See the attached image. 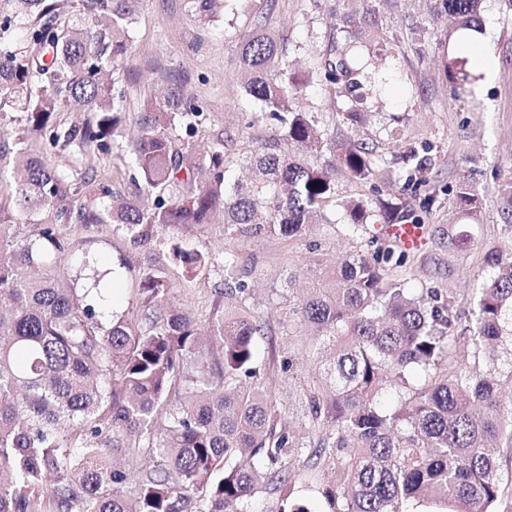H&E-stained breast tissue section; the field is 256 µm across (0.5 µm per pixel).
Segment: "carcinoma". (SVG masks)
<instances>
[{
    "mask_svg": "<svg viewBox=\"0 0 512 512\" xmlns=\"http://www.w3.org/2000/svg\"><path fill=\"white\" fill-rule=\"evenodd\" d=\"M434 18L452 33L478 32L483 0H433ZM136 0H0V112H22L13 139L11 180L0 192V223L23 219L34 234L0 229V512H257L268 481L283 492L280 512H312L288 494L285 458L324 463L335 473L323 492L329 512H512L502 496L493 449L512 448V251L490 249L469 317L435 289L415 293L410 272L387 273L405 255H347L318 277L295 306L317 329L312 359L326 395L302 394L285 409L259 385L255 340L268 334L245 309L249 286L240 256L224 252V289L240 310L195 318L170 305L167 272L145 273L142 301L129 319L94 320L92 289L83 296L47 261L63 253L61 227L113 224L138 239L146 227L202 229L222 218L224 238L301 237L343 210L346 227L393 224L404 209L384 200L342 198L328 171L364 181L383 161L365 142L338 140L300 105L311 84L341 89L351 105L344 123L365 125L362 72L347 51L327 48L299 73L276 38L258 26L243 36V88L278 134L245 156L246 182L226 184L224 139L199 152L176 145L171 130L204 120L178 85L125 112L100 74L133 52ZM371 11L336 25L365 33ZM73 101L91 113L79 125L56 120ZM129 181L154 197L144 209L79 172L92 144L106 149L120 128ZM69 152L49 167L43 150ZM97 184L92 199L79 195ZM479 190L459 181L468 223L480 221ZM469 344L464 359L459 340ZM193 387L167 406L184 362ZM147 448L154 464L116 467L112 451ZM137 478V494L120 488Z\"/></svg>",
    "mask_w": 512,
    "mask_h": 512,
    "instance_id": "cac0c4a2",
    "label": "carcinoma"
}]
</instances>
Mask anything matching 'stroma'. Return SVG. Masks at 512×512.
<instances>
[{"mask_svg": "<svg viewBox=\"0 0 512 512\" xmlns=\"http://www.w3.org/2000/svg\"><path fill=\"white\" fill-rule=\"evenodd\" d=\"M360 0H275L263 19H256L254 0H237L233 13H225L217 0L210 16L185 12L182 0H138L131 35L135 51L111 70L109 81L121 91L123 111H140L148 91L176 83L207 113L208 119L194 138L196 148L223 138L231 162L230 177L242 176L240 161L248 149L260 148L274 133L259 104L239 80L240 38L254 25L281 41L290 61L306 67L325 52L328 44L342 45L337 16L361 10ZM378 33L391 45L389 52L371 57L373 77H385L382 89L368 87V123L352 128L342 121L344 103L337 93L314 84L306 91L312 111L328 133L340 139L375 144L385 162L369 181L357 182L337 172L341 196L396 197L418 216L425 228L419 251L408 253L412 269L410 287L434 288L453 297L458 311H467L476 274L492 248L512 249V217L504 214L496 191L499 182L512 178V10L502 0H485L478 45L492 59L489 73L471 71L470 57L448 36V24L433 19L429 0H376ZM427 28L416 40V27ZM468 72L469 92H460L448 68ZM431 158L432 164L415 186H406L410 165L407 152ZM81 166L114 191L128 193V167L121 145L102 150L85 149ZM469 179L481 192L479 223H465L454 204L460 179ZM331 224L295 239L242 238L228 241L220 226L204 229L151 228L146 238L133 241L108 224H67L62 233L68 249L57 260V270L74 288H83L87 271L81 260L89 255L101 267L120 273L109 309L98 314L102 324L136 313L141 282L148 269L164 268L175 284L173 304L194 316L206 328L215 308L237 310V303L220 300L224 285L225 248L235 249L242 260L254 263L248 276L251 295L246 304L267 325L268 335L258 338V359L268 392L287 404L299 382L313 379L317 368L309 358L313 330L281 297L284 274L295 272L292 287L302 296L313 277L331 271L352 252L372 254L389 241L383 229L351 235L344 231L343 211L333 212ZM179 242L202 254L206 266L175 262L170 245ZM294 496L320 501L325 486L333 483L331 469L291 461Z\"/></svg>", "mask_w": 512, "mask_h": 512, "instance_id": "stroma-1", "label": "stroma"}]
</instances>
